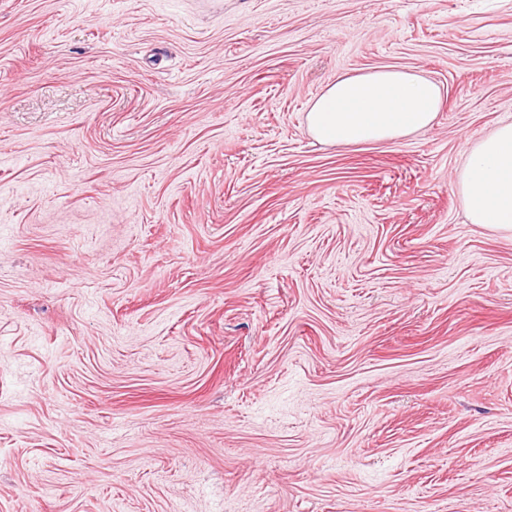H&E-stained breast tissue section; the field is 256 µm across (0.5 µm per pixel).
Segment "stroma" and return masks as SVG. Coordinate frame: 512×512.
I'll use <instances>...</instances> for the list:
<instances>
[{
  "label": "stroma",
  "mask_w": 512,
  "mask_h": 512,
  "mask_svg": "<svg viewBox=\"0 0 512 512\" xmlns=\"http://www.w3.org/2000/svg\"><path fill=\"white\" fill-rule=\"evenodd\" d=\"M431 128L332 146L336 77ZM512 0H0V512H512ZM441 94L421 71L383 67L340 77L311 103L308 130L331 145L395 140L430 127ZM459 198L467 219L512 232V123L467 141L457 177Z\"/></svg>",
  "instance_id": "obj_1"
}]
</instances>
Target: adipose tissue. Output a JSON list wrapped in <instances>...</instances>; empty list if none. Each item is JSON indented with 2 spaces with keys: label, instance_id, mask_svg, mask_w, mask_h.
I'll list each match as a JSON object with an SVG mask.
<instances>
[{
  "label": "adipose tissue",
  "instance_id": "obj_1",
  "mask_svg": "<svg viewBox=\"0 0 512 512\" xmlns=\"http://www.w3.org/2000/svg\"><path fill=\"white\" fill-rule=\"evenodd\" d=\"M440 101L439 85L423 72L383 67L338 78L306 120L326 144L391 141L430 127ZM458 190L470 223L512 231V123L468 142Z\"/></svg>",
  "mask_w": 512,
  "mask_h": 512
}]
</instances>
